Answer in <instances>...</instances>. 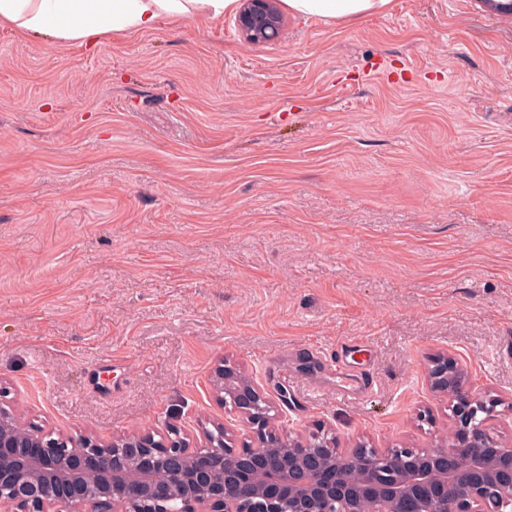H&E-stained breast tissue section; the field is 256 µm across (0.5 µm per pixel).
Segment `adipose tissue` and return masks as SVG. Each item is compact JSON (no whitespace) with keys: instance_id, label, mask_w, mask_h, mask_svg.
Returning <instances> with one entry per match:
<instances>
[{"instance_id":"ef3b65f1","label":"adipose tissue","mask_w":512,"mask_h":512,"mask_svg":"<svg viewBox=\"0 0 512 512\" xmlns=\"http://www.w3.org/2000/svg\"><path fill=\"white\" fill-rule=\"evenodd\" d=\"M288 12L350 22L387 9L390 0H282ZM238 0H0V25L60 44L93 45L161 20L207 21L233 13Z\"/></svg>"}]
</instances>
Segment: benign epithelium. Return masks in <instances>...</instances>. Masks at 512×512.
I'll list each match as a JSON object with an SVG mask.
<instances>
[{
  "mask_svg": "<svg viewBox=\"0 0 512 512\" xmlns=\"http://www.w3.org/2000/svg\"><path fill=\"white\" fill-rule=\"evenodd\" d=\"M247 44L280 38L278 0H241L234 19ZM431 391L448 399V443L379 448L340 446L317 423L308 432L276 427L279 404L236 364L219 360L216 401L247 428L242 441L222 423L193 444L181 430L143 431L110 441L79 440L32 427L0 406V512H512V445L489 428L503 399L473 391L457 358L430 359Z\"/></svg>",
  "mask_w": 512,
  "mask_h": 512,
  "instance_id": "benign-epithelium-1",
  "label": "benign epithelium"
}]
</instances>
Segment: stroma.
<instances>
[{
    "instance_id": "1",
    "label": "stroma",
    "mask_w": 512,
    "mask_h": 512,
    "mask_svg": "<svg viewBox=\"0 0 512 512\" xmlns=\"http://www.w3.org/2000/svg\"><path fill=\"white\" fill-rule=\"evenodd\" d=\"M510 344L512 14L391 0L259 45L230 15L92 46L0 26V403L25 420L241 439L224 359L287 391L283 428L422 448L446 350L512 440Z\"/></svg>"
}]
</instances>
